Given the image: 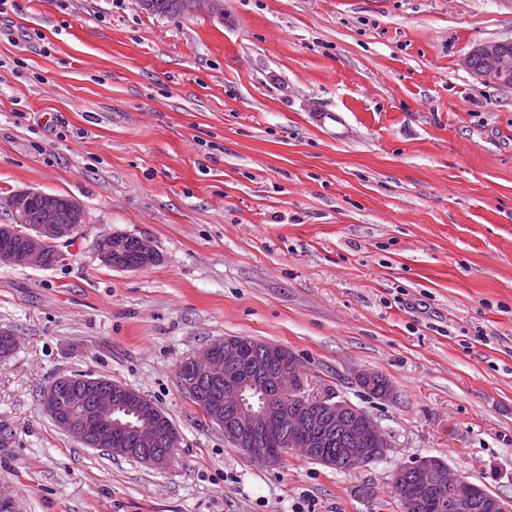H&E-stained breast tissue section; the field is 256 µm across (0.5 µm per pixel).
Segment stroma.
Listing matches in <instances>:
<instances>
[{
	"label": "stroma",
	"mask_w": 512,
	"mask_h": 512,
	"mask_svg": "<svg viewBox=\"0 0 512 512\" xmlns=\"http://www.w3.org/2000/svg\"><path fill=\"white\" fill-rule=\"evenodd\" d=\"M512 0H8L0 14V224L34 188L79 201L48 267L0 265V498L16 512H399L398 468L436 456L512 512V85L474 75ZM151 242L118 270L99 235ZM281 345L388 433L339 472L265 467L180 388L207 344ZM386 377L392 399L354 376ZM106 377L181 435L154 469L38 406ZM372 487L367 500L361 486Z\"/></svg>",
	"instance_id": "stroma-1"
}]
</instances>
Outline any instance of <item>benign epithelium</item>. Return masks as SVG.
Segmentation results:
<instances>
[{
  "mask_svg": "<svg viewBox=\"0 0 512 512\" xmlns=\"http://www.w3.org/2000/svg\"><path fill=\"white\" fill-rule=\"evenodd\" d=\"M511 41L475 48L484 67L475 74L505 83L512 74ZM46 214L43 224L27 223L34 201ZM13 223L0 233L18 235L24 245L0 251V265L45 264L48 252L73 242L85 227L82 205L73 198L37 189L14 192L9 201ZM128 236L111 233L96 240L101 262L130 270L122 256ZM181 388L205 416L236 444L247 445L255 462L274 466L285 448L316 457L325 466L352 470L369 459H383L392 447L389 435L366 411L332 392H315L299 359L273 343L255 344L246 337H226L210 343L177 369ZM39 407L56 426L90 448L116 456H134L162 469L180 447L181 436L168 417L138 392L88 376L63 375L40 394ZM399 512H423L435 497H445L448 512L490 507L506 512L502 501L482 487L455 474L441 459L418 457L400 466L395 482Z\"/></svg>",
  "mask_w": 512,
  "mask_h": 512,
  "instance_id": "benign-epithelium-1",
  "label": "benign epithelium"
}]
</instances>
